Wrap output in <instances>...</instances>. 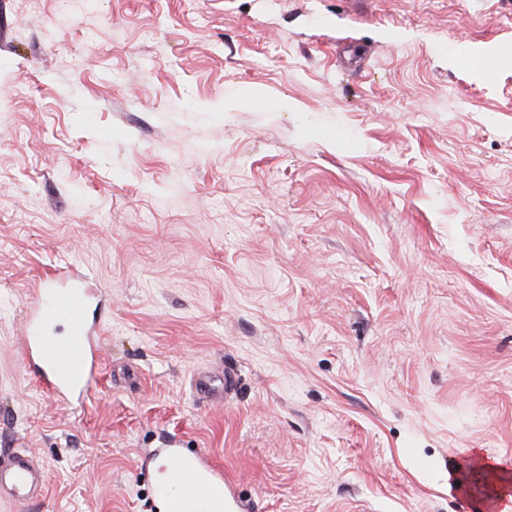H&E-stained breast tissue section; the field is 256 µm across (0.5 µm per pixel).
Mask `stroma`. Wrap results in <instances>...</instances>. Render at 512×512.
Masks as SVG:
<instances>
[{"label": "stroma", "mask_w": 512, "mask_h": 512, "mask_svg": "<svg viewBox=\"0 0 512 512\" xmlns=\"http://www.w3.org/2000/svg\"><path fill=\"white\" fill-rule=\"evenodd\" d=\"M69 262L76 408L20 355ZM169 441L249 512H456L512 464V0H0V452L27 512H157ZM91 275L67 265L42 281L25 313L22 342L26 366L43 390L72 407L83 404L100 376L98 343L92 335L97 297ZM64 321L68 336L52 333ZM46 473L26 451L14 452L10 462L0 464V495L17 506H28L42 495ZM6 495V496H5ZM472 474L480 476L485 482L486 486L490 490L488 498L497 494L498 489L505 484L502 482L500 474L507 473L508 470L505 467H501L496 464L485 462L480 458L479 455H475L474 463L471 467ZM502 484V485H500ZM488 498L480 499L479 502L487 503Z\"/></svg>", "instance_id": "stroma-1"}]
</instances>
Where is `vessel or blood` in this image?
<instances>
[{
  "label": "vessel or blood",
  "instance_id": "b4317fda",
  "mask_svg": "<svg viewBox=\"0 0 512 512\" xmlns=\"http://www.w3.org/2000/svg\"><path fill=\"white\" fill-rule=\"evenodd\" d=\"M88 272L68 265L42 281L25 313L22 342L26 365L33 368L43 390L65 402L81 406L100 376L98 343L92 334V317L98 307ZM66 322V337L54 336L56 322ZM237 382L232 369H225L222 387H215L207 373L194 380L198 401L209 400L216 390L231 392ZM156 456L170 465V481L156 486V496H169L168 512H186L191 503L220 501L225 512H244L235 494L234 478L215 468L208 457L195 451L159 448ZM46 473L27 452L13 453L7 465H0V495L25 507L41 496Z\"/></svg>",
  "mask_w": 512,
  "mask_h": 512
}]
</instances>
